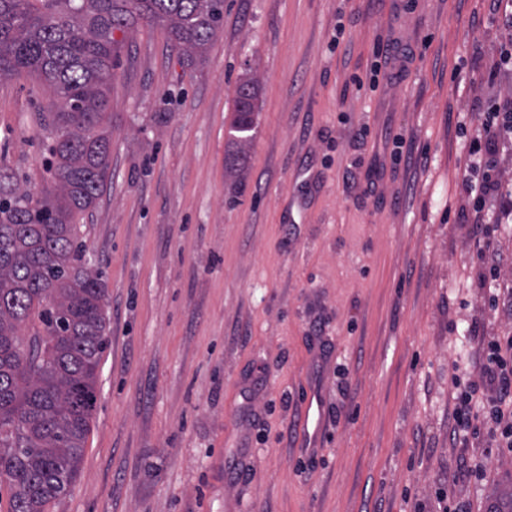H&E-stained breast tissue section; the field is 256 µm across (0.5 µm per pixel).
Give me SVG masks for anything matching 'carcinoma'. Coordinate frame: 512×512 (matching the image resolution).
Listing matches in <instances>:
<instances>
[{
  "instance_id": "1",
  "label": "carcinoma",
  "mask_w": 512,
  "mask_h": 512,
  "mask_svg": "<svg viewBox=\"0 0 512 512\" xmlns=\"http://www.w3.org/2000/svg\"><path fill=\"white\" fill-rule=\"evenodd\" d=\"M224 21V0H0V80L52 88L38 193L0 171V487L10 512H47L76 480L108 331L105 288L85 259L80 220L109 169V86L119 42L146 22L189 61ZM257 81L235 90L231 131L246 158Z\"/></svg>"
}]
</instances>
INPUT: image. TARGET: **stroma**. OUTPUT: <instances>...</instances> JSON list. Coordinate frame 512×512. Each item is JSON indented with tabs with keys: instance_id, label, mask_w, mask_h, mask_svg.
Listing matches in <instances>:
<instances>
[{
	"instance_id": "1",
	"label": "stroma",
	"mask_w": 512,
	"mask_h": 512,
	"mask_svg": "<svg viewBox=\"0 0 512 512\" xmlns=\"http://www.w3.org/2000/svg\"><path fill=\"white\" fill-rule=\"evenodd\" d=\"M510 7L224 0L192 65L161 27L119 34L110 167L82 219L108 346L79 476L49 512L512 501V454L448 442L449 363L476 372L479 334L512 331V309L486 304L462 218ZM248 72L258 110L238 167L230 121ZM56 106L28 76L0 82V168L35 192L39 118Z\"/></svg>"
}]
</instances>
